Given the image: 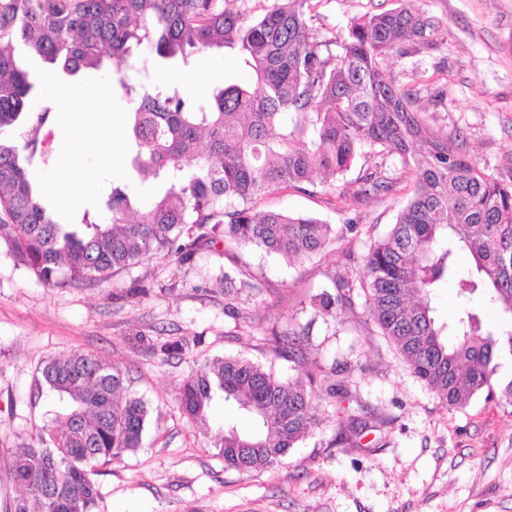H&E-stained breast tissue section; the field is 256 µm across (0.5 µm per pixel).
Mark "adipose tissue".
Instances as JSON below:
<instances>
[{"instance_id":"ef3b65f1","label":"adipose tissue","mask_w":512,"mask_h":512,"mask_svg":"<svg viewBox=\"0 0 512 512\" xmlns=\"http://www.w3.org/2000/svg\"><path fill=\"white\" fill-rule=\"evenodd\" d=\"M40 80L52 91L57 120L66 130L55 143L57 164L43 184L47 195L69 210L104 194L108 179L119 173L122 152L114 132L123 117L112 110L100 82L65 85L49 68L41 70Z\"/></svg>"}]
</instances>
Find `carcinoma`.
Wrapping results in <instances>:
<instances>
[{"mask_svg": "<svg viewBox=\"0 0 512 512\" xmlns=\"http://www.w3.org/2000/svg\"><path fill=\"white\" fill-rule=\"evenodd\" d=\"M251 2L0 0V239L47 285L105 282L157 252L184 262L222 242L232 262L224 297L258 295L244 252L291 261L337 234L311 217L259 211L254 200L281 186L303 191L318 173L343 174L367 148L380 162L339 197L361 204L403 183L408 198L369 245L363 269L351 259L328 273L336 293L318 295L319 306L329 316L350 310L363 290L371 319L445 406L494 397L498 358L512 356V180L476 166L458 136L431 127L415 108L417 90L399 85L386 65L433 47L438 23L406 0L351 19L338 42L316 26L322 0ZM225 48L238 50L249 76L204 99L154 79L159 59L187 66L199 52ZM23 55L71 81L113 74L129 105L131 176L109 181L93 219L60 222L29 178L49 164L44 129L57 105L20 65ZM390 159L400 164L391 175ZM460 251L472 261L466 271ZM448 283L493 305L501 324L484 328L466 309L448 340L431 305L434 289ZM277 351L316 364L291 337ZM39 372L65 406L12 453L6 479L19 495L4 512H96V477L141 447L150 406L127 393L119 365L92 353L50 357ZM306 383L246 357L207 358L178 399L205 426L214 406L233 407L237 419L219 423L213 447L225 467L251 471L281 464L318 427Z\"/></svg>", "mask_w": 512, "mask_h": 512, "instance_id": "carcinoma-1", "label": "carcinoma"}]
</instances>
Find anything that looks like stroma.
Here are the masks:
<instances>
[{
	"instance_id": "stroma-1",
	"label": "stroma",
	"mask_w": 512,
	"mask_h": 512,
	"mask_svg": "<svg viewBox=\"0 0 512 512\" xmlns=\"http://www.w3.org/2000/svg\"><path fill=\"white\" fill-rule=\"evenodd\" d=\"M435 18L433 48L389 60L397 82L419 90L429 123L463 133L473 163L512 179V0H415ZM398 0H323L324 34L344 37L353 17L398 7ZM406 190L365 204L326 186L282 188L255 203L259 210L313 216L344 231L313 257L286 262L260 252L246 256L263 283L240 297L255 315L245 326L224 299L223 244L180 263L157 254L108 281L46 286L0 241V477L12 452L36 439L57 410L38 369L51 356L84 351L127 368L129 390L151 407L141 448L104 467L97 512H512V403L473 398L443 405L402 362L370 320L364 295L352 310L325 316L312 298L333 292L328 278L346 254L361 257L386 234ZM442 322L463 309L493 326L486 301L456 288L434 292ZM299 333L321 365L311 386L320 423L274 468H225L211 438L188 419L178 388L205 359L241 355L279 377L304 367L273 351L277 334ZM179 340L182 355L162 359L152 344ZM345 365L347 398L329 396L326 377ZM358 416L354 443L340 439Z\"/></svg>"
}]
</instances>
